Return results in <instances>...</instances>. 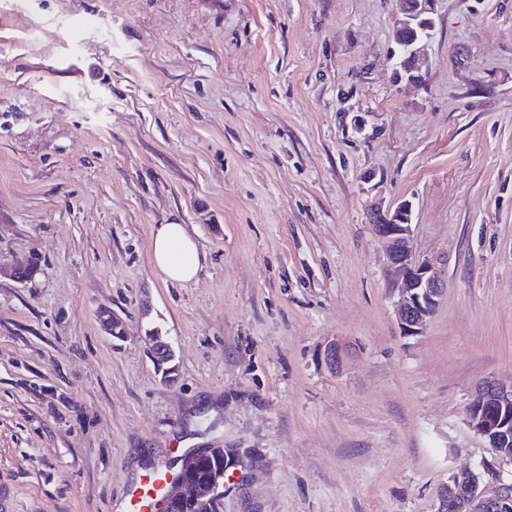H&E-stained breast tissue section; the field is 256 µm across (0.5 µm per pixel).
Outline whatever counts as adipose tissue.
I'll return each mask as SVG.
<instances>
[{
    "label": "adipose tissue",
    "mask_w": 512,
    "mask_h": 512,
    "mask_svg": "<svg viewBox=\"0 0 512 512\" xmlns=\"http://www.w3.org/2000/svg\"><path fill=\"white\" fill-rule=\"evenodd\" d=\"M151 259L164 280L173 283L194 281L202 269L198 246L181 224L156 226L152 236Z\"/></svg>",
    "instance_id": "ef3b65f1"
}]
</instances>
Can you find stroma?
Wrapping results in <instances>:
<instances>
[{"mask_svg": "<svg viewBox=\"0 0 512 512\" xmlns=\"http://www.w3.org/2000/svg\"><path fill=\"white\" fill-rule=\"evenodd\" d=\"M433 20L410 84L396 0H0V266L40 264L0 278L14 512H123L190 448L226 451L219 512H436L492 461L466 409L512 375V0ZM404 200L444 280L415 336L368 219ZM159 224L197 281L155 269ZM151 259L164 280L173 283L194 281L202 269L198 246L182 224L156 226L152 236ZM152 343V358L157 366L163 371V378L165 381L174 380L176 374L175 353L170 343H168L162 336H150Z\"/></svg>", "mask_w": 512, "mask_h": 512, "instance_id": "1", "label": "stroma"}]
</instances>
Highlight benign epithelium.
Returning <instances> with one entry per match:
<instances>
[{
    "label": "benign epithelium",
    "instance_id": "obj_1",
    "mask_svg": "<svg viewBox=\"0 0 512 512\" xmlns=\"http://www.w3.org/2000/svg\"><path fill=\"white\" fill-rule=\"evenodd\" d=\"M434 0H398L401 19L397 28V45L401 64L396 66L398 77L409 83L421 81L418 61L423 36L433 26ZM375 236L386 246V271L397 283L395 315L407 336H416L426 326L440 304L444 288L433 263L419 259L413 250L412 204L403 201L395 207H376L369 212ZM36 274L32 259H20L9 270L18 281ZM152 358L163 371V378H175V353L170 343L159 335L150 337ZM468 426L492 448L494 461L482 465L479 472L452 476L440 489L436 512H512V481L499 482L488 493L482 485L484 476H495L497 465H512V452L507 444L512 438V379L504 381L488 377L476 388L466 410ZM218 481H198L183 476L167 492L162 512H174L185 501L199 505L201 512H214L216 501L222 497Z\"/></svg>",
    "mask_w": 512,
    "mask_h": 512
}]
</instances>
